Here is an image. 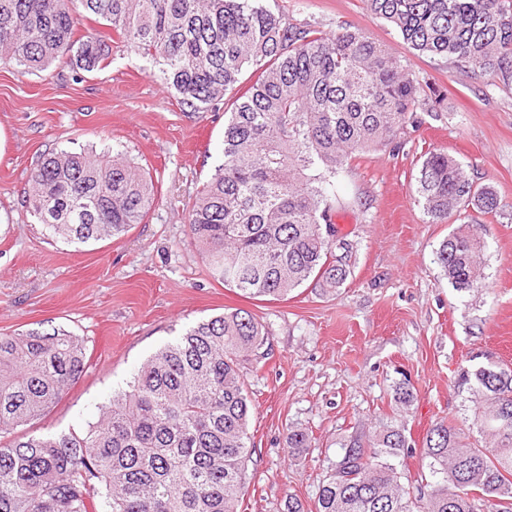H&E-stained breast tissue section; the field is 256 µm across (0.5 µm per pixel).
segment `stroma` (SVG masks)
I'll use <instances>...</instances> for the list:
<instances>
[{
    "label": "stroma",
    "instance_id": "obj_1",
    "mask_svg": "<svg viewBox=\"0 0 512 512\" xmlns=\"http://www.w3.org/2000/svg\"><path fill=\"white\" fill-rule=\"evenodd\" d=\"M261 2L325 34L342 25L364 31L441 98L392 142L338 170L347 207L336 214V233L353 245L347 283L334 293L307 284L281 299H249L211 275L187 215L223 161L232 96L217 112H182L165 80L122 48L90 73H31L0 63V334L60 327L83 342L82 375L27 426L35 435L64 434L85 429L101 404L186 329L236 309L251 312L264 327L268 356L243 369L253 453L241 512H282L290 495L312 512L352 436L382 422L403 424L412 451L402 468L417 479L433 425H472L460 370L485 354L512 368V87L414 52L363 0ZM88 147L122 150L155 184L144 222L116 241L66 242L25 206L41 155ZM430 147L460 161L505 205L474 216L487 245L485 281L469 295L434 261L453 223L433 222L414 200L420 157ZM402 382L413 399L399 409L393 396ZM292 429L308 432L310 448L290 453Z\"/></svg>",
    "mask_w": 512,
    "mask_h": 512
}]
</instances>
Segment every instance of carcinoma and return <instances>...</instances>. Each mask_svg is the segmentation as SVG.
Segmentation results:
<instances>
[{
	"label": "carcinoma",
	"mask_w": 512,
	"mask_h": 512,
	"mask_svg": "<svg viewBox=\"0 0 512 512\" xmlns=\"http://www.w3.org/2000/svg\"><path fill=\"white\" fill-rule=\"evenodd\" d=\"M410 47L512 85V0H364ZM112 27L149 59L189 113H224L223 162L197 192L190 230L212 276L251 297L283 298L311 281L328 290L351 276L353 246L336 247V172L417 121L429 100L400 61L370 36L293 24L258 0H0V62L27 71L92 72L110 46L84 18ZM254 80L241 88L246 67ZM37 223L74 243L119 239L154 202L151 177L120 150L61 148L29 175ZM415 201L435 222L473 207L502 210L456 159L430 151ZM341 253H336V250ZM486 244L454 229L435 262L458 292L482 287ZM263 325L238 309L202 321L155 352L128 389L80 433L26 426L84 372L82 342L54 328L0 334V512H238L251 454L243 363L265 356ZM484 444L439 422L424 438L423 484L413 493L396 460L405 428L382 423L351 437L319 486L315 512H501L512 501V369L463 371Z\"/></svg>",
	"instance_id": "cac0c4a2"
}]
</instances>
